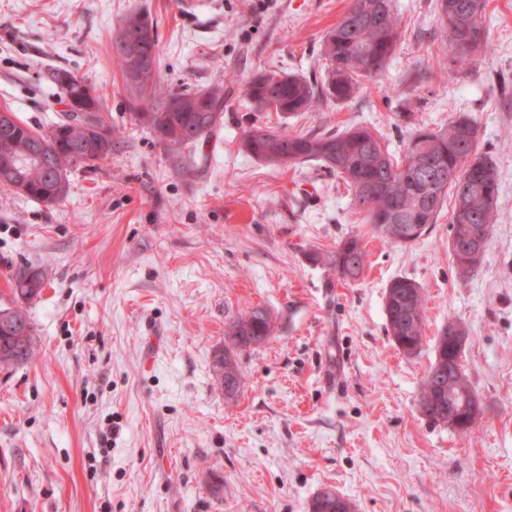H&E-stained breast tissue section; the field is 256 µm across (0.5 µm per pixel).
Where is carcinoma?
<instances>
[{
    "label": "carcinoma",
    "instance_id": "1",
    "mask_svg": "<svg viewBox=\"0 0 512 512\" xmlns=\"http://www.w3.org/2000/svg\"><path fill=\"white\" fill-rule=\"evenodd\" d=\"M375 0H350L346 13L361 16L354 31L337 21L322 38L320 57L326 61L327 78L318 82L305 76L265 71L246 83V95L260 110L269 109L281 115L313 112L328 101H346L354 98L365 83L377 79L388 60L397 50L400 39V20L394 0L373 15L369 5ZM488 0H441L438 22L442 39L448 43V63L461 71L476 62L488 50L484 19ZM142 31L141 57L152 68H158L160 57L157 22L147 11L127 15L113 32L112 42H126L132 32ZM280 77L277 82L273 76ZM53 80L59 88V101L66 106L64 119L51 128L38 131L19 117H14L12 129L0 133V142H13V153L24 156L32 152L41 156V163L26 164L25 174L31 185L27 197L43 201L52 190V170L56 166L73 167L75 150L88 153L82 166L92 167L99 160L92 144L105 137L112 144V125L106 123L102 112V98L95 87L66 70H57ZM130 94L127 100L132 112L154 113L147 124L164 147L179 153L205 140L220 124L217 116L223 114L224 86L217 84L205 90L171 91L158 83V74L144 85L125 80ZM150 105L143 104L147 97ZM168 101H179L176 112L159 110ZM86 115L92 123L81 133L73 135L75 124ZM259 123L252 121L243 134L244 148L258 161L269 166L285 168L308 161H318L322 167L336 174L352 200L363 214V223L371 226L374 234L388 243L408 245L420 239L429 226L437 223L448 198L454 206L450 221L448 244L462 248L473 230L497 221L496 199L498 175L494 164L476 154L478 128L467 114L458 115L437 130L421 127L410 136L405 153L396 158L383 145L382 139L362 126H350L341 132L320 134H291L269 124L264 127L271 138L256 137L252 130ZM288 149V160L281 158V149ZM336 277L354 281L361 277L367 264L366 253L358 237H348L329 257ZM45 281L38 273L27 271L16 277L14 298L30 302L40 297ZM416 289L414 304L424 309L425 294L418 283L407 277H398L388 286L385 313L390 335L404 339L421 348L425 334L424 318L411 328L404 325L407 293ZM1 312L12 313L11 321L0 325V369L23 365L34 355L33 327L25 309L15 305L1 307ZM275 331L270 313L257 307L233 318L227 324L224 349L218 351L232 368L230 377L216 378L224 390V397L233 399L241 387V373L236 362L237 352L270 339ZM434 363L445 370L440 375L424 377L422 395L431 387L442 388L454 396L457 403L470 402L473 391L468 379L446 374L448 365L462 357L449 350L448 342L436 341Z\"/></svg>",
    "mask_w": 512,
    "mask_h": 512
}]
</instances>
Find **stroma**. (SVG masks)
<instances>
[{
    "label": "stroma",
    "mask_w": 512,
    "mask_h": 512,
    "mask_svg": "<svg viewBox=\"0 0 512 512\" xmlns=\"http://www.w3.org/2000/svg\"><path fill=\"white\" fill-rule=\"evenodd\" d=\"M438 0H395L401 45L354 99L283 118L245 84L264 70L323 78V35L349 0H0V108L45 130L66 69L100 89L112 153L47 205L0 187V306L41 272L27 303L37 353L0 371V512H308L331 488L356 512H512V0H489L490 43L448 74ZM158 22L159 77L209 88L224 72L220 125L174 154L129 114L112 50L128 14ZM437 128L459 114L498 172V220L478 268L459 277L448 212L409 245L373 237L335 174L274 169L242 146L248 122L291 133L363 125L389 151L394 115ZM360 235L367 264L339 281L327 258ZM400 276L426 296V333L405 357L387 332ZM255 307L275 335L240 350L226 399L213 375L225 324ZM482 415L458 433L424 416L420 382L448 322ZM25 271L16 277L15 288H12L14 302L21 298L25 302H30L40 297L45 281L39 273H29Z\"/></svg>",
    "instance_id": "obj_1"
}]
</instances>
